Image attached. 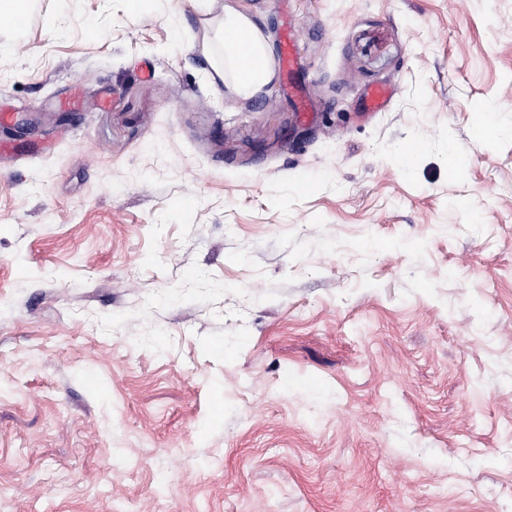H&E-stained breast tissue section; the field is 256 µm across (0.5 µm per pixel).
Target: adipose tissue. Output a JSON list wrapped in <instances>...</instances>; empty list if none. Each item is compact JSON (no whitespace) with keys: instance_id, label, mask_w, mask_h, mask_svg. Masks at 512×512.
I'll list each match as a JSON object with an SVG mask.
<instances>
[{"instance_id":"ef3b65f1","label":"adipose tissue","mask_w":512,"mask_h":512,"mask_svg":"<svg viewBox=\"0 0 512 512\" xmlns=\"http://www.w3.org/2000/svg\"><path fill=\"white\" fill-rule=\"evenodd\" d=\"M200 53L216 77H232L238 93L252 96L265 91L274 77V56L262 27L246 12L224 8L221 49L203 37Z\"/></svg>"}]
</instances>
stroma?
Listing matches in <instances>:
<instances>
[{"instance_id":"stroma-1","label":"stroma","mask_w":512,"mask_h":512,"mask_svg":"<svg viewBox=\"0 0 512 512\" xmlns=\"http://www.w3.org/2000/svg\"><path fill=\"white\" fill-rule=\"evenodd\" d=\"M1 102L0 512H512V0H35ZM200 54L214 77L230 73L238 93L252 96L265 91L274 77V56L262 27L246 12L224 8L222 47L215 51L208 33L203 34ZM279 67L281 72L286 77L283 84V91L288 93V96L293 98L296 102L298 112L302 117H307L310 109L304 100L300 86L294 81V74L298 69V59L295 49L294 35L288 34L285 38L280 57Z\"/></svg>"}]
</instances>
